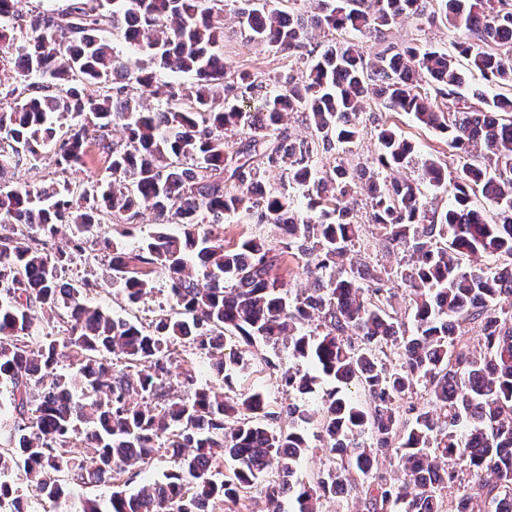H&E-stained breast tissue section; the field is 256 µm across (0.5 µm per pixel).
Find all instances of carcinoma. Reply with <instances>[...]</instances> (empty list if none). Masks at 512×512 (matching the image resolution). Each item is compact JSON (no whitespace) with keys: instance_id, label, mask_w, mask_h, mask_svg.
Segmentation results:
<instances>
[{"instance_id":"obj_1","label":"carcinoma","mask_w":512,"mask_h":512,"mask_svg":"<svg viewBox=\"0 0 512 512\" xmlns=\"http://www.w3.org/2000/svg\"><path fill=\"white\" fill-rule=\"evenodd\" d=\"M18 2L0 0V70L15 73L0 91L10 98L0 107V175L46 153L77 170L93 147L112 180L0 187V512L33 497L63 512H254L249 490L271 472L266 512H319L351 489L358 512H512V305L500 304L512 298V95H488L512 89V0H317L308 25L295 2L239 0L249 42L300 59L312 55L311 26L383 42L403 15L449 25L484 80L467 96L449 53L390 44L367 59L346 40L268 93L256 74L224 68L225 0H67L23 19ZM106 32L195 84L156 82ZM149 97L165 108L145 107ZM369 97L444 134L456 167L430 158L423 179L448 189L446 210L411 181L323 163L357 143ZM293 113L311 140L292 138ZM240 125L243 136L228 142L224 132ZM114 126L125 143L110 138ZM377 140L383 169L416 152L391 128ZM268 171L306 187L304 206L286 187L254 194ZM360 182L370 222L409 253L410 331L386 271L356 258L361 225L349 198ZM143 209L164 222L137 250L98 235L102 222L131 226ZM237 213L280 229L284 246L254 236L224 246L214 228ZM64 228L65 249L55 243ZM88 246L111 256L112 282L131 305L165 275L170 308L147 323L115 317L87 300V284L61 283L59 266ZM297 255L313 284L291 299L278 272ZM460 323L480 331L478 350H463ZM279 341L307 369L280 374L275 427L261 392H230L244 354ZM226 343L240 352L220 356L216 382L174 372L179 348L213 356ZM178 376L192 394H178ZM323 379L334 387L322 404L300 406ZM352 383L364 401L348 394ZM312 435L341 467L300 483ZM390 448L395 476L374 466ZM162 449L172 468L134 483ZM463 474L470 492L459 495ZM98 485L109 495L73 500Z\"/></svg>"}]
</instances>
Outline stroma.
<instances>
[{
  "label": "stroma",
  "mask_w": 512,
  "mask_h": 512,
  "mask_svg": "<svg viewBox=\"0 0 512 512\" xmlns=\"http://www.w3.org/2000/svg\"><path fill=\"white\" fill-rule=\"evenodd\" d=\"M458 31L429 25L418 17H404L391 26L387 41L400 45H430L442 51H452ZM386 41V42H387ZM224 65L228 70L248 69L259 73L270 91H279L287 75L299 73L301 64L295 58L269 50L256 52L246 42L245 34L240 30L232 12L224 14ZM381 125L394 127L405 136L413 139L418 152L412 164L401 169V176L416 180L421 174L423 162L437 157L443 163H451L448 147L439 132L418 126L412 116L401 112H390L376 103H368L360 117L361 136L351 154L345 155L346 164L355 166H373L377 153V128ZM112 175L106 161L97 152H90L84 171L60 174L52 158H45L33 164L19 166L5 173L1 180L8 185H29L39 187L63 179L72 183H92L111 180ZM353 216L362 226V240L358 247L359 258L370 264L385 266L391 271L389 282L395 291H402L403 284L397 272L401 254L392 249L377 233L369 222L365 193L355 196ZM65 282H86L91 286L89 297L116 315L125 318H151L153 312L166 306V288L164 277L154 279V289L137 306H126L112 294V279L109 271V259L103 253L88 251L66 265L61 273ZM286 343L277 346H264L252 357L248 377L237 386L238 391L257 390L263 393L269 410H276L283 398L279 375L281 372L297 368Z\"/></svg>",
  "instance_id": "obj_1"
}]
</instances>
